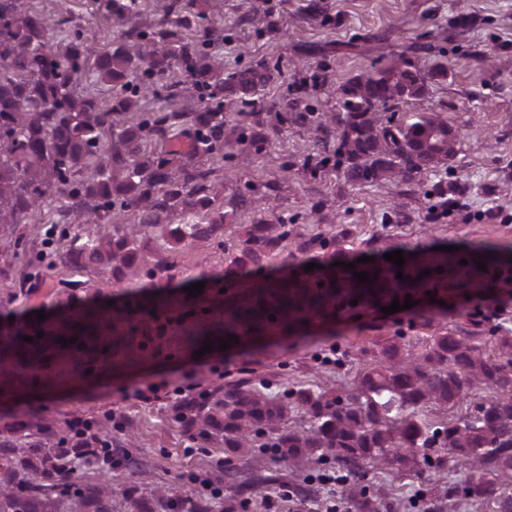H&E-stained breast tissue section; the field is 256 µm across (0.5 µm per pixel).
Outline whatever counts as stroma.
Instances as JSON below:
<instances>
[{"label":"stroma","instance_id":"stroma-1","mask_svg":"<svg viewBox=\"0 0 512 512\" xmlns=\"http://www.w3.org/2000/svg\"><path fill=\"white\" fill-rule=\"evenodd\" d=\"M104 4L69 2L73 20L95 52L122 36ZM209 4L210 29L225 37V69L281 60L280 74L261 93L263 109L297 92L318 112L336 111L339 85L401 56L424 75L446 66L448 77L429 83L423 98L398 103L395 121L433 110L460 138L447 169L427 172L411 187L351 183L333 168L311 173L308 155L333 154L336 140L313 143L307 128L290 122L271 129L266 151L249 154L247 161L202 156V168L210 170L219 186L220 202L248 183L262 190L238 208L222 235L203 245L172 243L165 224L143 229L139 245L144 260L165 257L171 263L158 291L166 303L157 315L168 326L157 335L139 324L133 338L140 352L136 358L128 357L124 346L96 336L67 346L55 341L78 318H122L127 306L139 300V289L106 287L111 270H86L61 261L86 230L107 238L123 233L125 225L135 223V210H127L122 223L90 228L80 214H73L71 223L57 226L50 243L41 224L0 227V328L12 327L11 313H24L30 329L43 333L38 367L23 372L0 365V441L10 440L19 448L34 443L57 447L74 418L99 428L111 426L116 460L111 470L117 475L112 512H156L160 486L179 496L207 498L210 512H224L225 496L238 492L249 499L248 512H289L287 503L277 499L274 483L243 492L236 483L225 482L222 497L212 495L211 475L224 465V442L216 435L203 439L188 433L177 417L185 398L212 393L243 374L275 391L336 390L374 366L380 347L392 339L419 351L433 336L476 326L487 354L494 356L495 336H512V321L500 327L477 324L468 310L447 311L430 303L394 315L354 317L342 311L313 320L299 333H276L231 351L215 348L195 356L185 334L213 317L214 305L224 301L219 291L228 266L224 240L236 236L239 225L260 217L294 223L299 235L288 238L280 252L253 271L248 278L252 284L302 272L303 256L297 249L302 237H338L348 259L370 255L380 266L385 254L400 250L421 258L438 246L456 247L458 257L471 263L481 260L486 248L495 249L502 263L512 262V223L481 216L493 205L512 211V0H323L329 16L325 22L302 15V0ZM441 180L456 185L457 199L469 203L470 223L453 214L428 221L431 200L426 192ZM316 204L321 207L317 213L312 210ZM395 204L401 214L393 223L389 217ZM198 282L203 293L189 296L186 286ZM39 311L46 320H36ZM35 419L50 426L52 436L36 434L30 426ZM131 458L136 467L128 466ZM464 476L456 468L419 478L373 469L367 479L389 488L402 503L399 512H424L418 495Z\"/></svg>","mask_w":512,"mask_h":512}]
</instances>
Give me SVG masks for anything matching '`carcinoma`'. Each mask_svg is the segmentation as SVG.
Wrapping results in <instances>:
<instances>
[{
	"label": "carcinoma",
	"instance_id": "1",
	"mask_svg": "<svg viewBox=\"0 0 512 512\" xmlns=\"http://www.w3.org/2000/svg\"><path fill=\"white\" fill-rule=\"evenodd\" d=\"M107 8L117 22L139 12L137 0H107ZM207 8V0H183L175 18L130 29L91 61L80 26L66 17L67 0H59L56 19L22 12L16 0H0V224L29 223L35 212L43 211V199L53 189L71 199L59 218L50 220L54 225L66 223L74 211L105 220L114 211L133 207L138 224L116 238L87 234L68 259L82 268L110 267L112 279L120 284L142 276L143 287L150 288L170 263L158 257L152 267H143V258L132 247L143 228L174 223L169 234L175 241H208L224 223H233L234 213L218 203L209 172L175 163L166 143L183 120L190 124L197 154L235 148L242 156L247 150H265L268 133L244 122L228 125L224 111L256 112L262 87L280 72V65L259 62L224 71V53L210 38ZM191 27L203 30L205 39L184 41L183 30ZM60 32L66 33L62 44L54 41ZM89 65L96 81L113 91L106 110L73 84L74 76ZM425 81L408 61H392L336 89L339 112L329 125L317 121L314 109L298 97L283 98L273 117L278 123L314 124L323 134L335 126V165L344 167L348 181L412 185L454 158L457 135L434 112H419L398 124L390 118L380 122L378 112L423 97ZM162 90L169 100L189 97L199 106L143 112L130 125L112 119L138 110L147 92ZM107 134L110 143L104 147ZM83 170L90 176L76 179ZM429 196L435 199L429 216L448 210L443 184H436ZM196 211L210 213L208 222H179ZM294 234L292 224L261 218L224 241L229 257L224 281L230 285L224 292V317L188 331V344L203 346L208 338L232 334L240 341L260 338L275 328L293 330L336 312L344 302H381L420 291L439 276L438 267L445 275L457 270L448 254L436 252L404 269L401 280L394 270L369 269L370 281L361 283L354 277L360 268L338 273L333 267L342 255L333 236L300 244L312 263L322 255L331 259L314 275L238 287L237 274L261 267ZM425 270L430 274L423 278ZM457 287L493 290L475 264L459 276ZM108 328L122 335L106 319L90 320L82 331L95 336ZM21 335L0 331L1 364L29 368L38 363L39 350ZM497 341L494 359L486 355L480 336L443 333L417 354L390 342L349 390L315 393L299 388L272 396L264 383L237 379L200 401L184 400L177 416L200 438L213 433L223 437L229 461L237 462L224 469L231 482L253 463L255 449L266 448L275 461L292 468L314 464L320 472L344 477L340 491L354 512H386L390 505L381 492L361 483L368 469L418 475L455 465L467 475L432 496L427 512H445L460 501L512 512V497L503 492V482L512 478V337L499 336ZM430 405L446 410L463 406L465 414L429 426L419 413ZM294 410L309 416V427L287 426ZM72 475L69 455L59 448L0 446V512H58L61 495L69 491L85 512H112V496L104 484H76ZM158 505L164 512H207L186 497L162 496Z\"/></svg>",
	"mask_w": 512,
	"mask_h": 512
}]
</instances>
